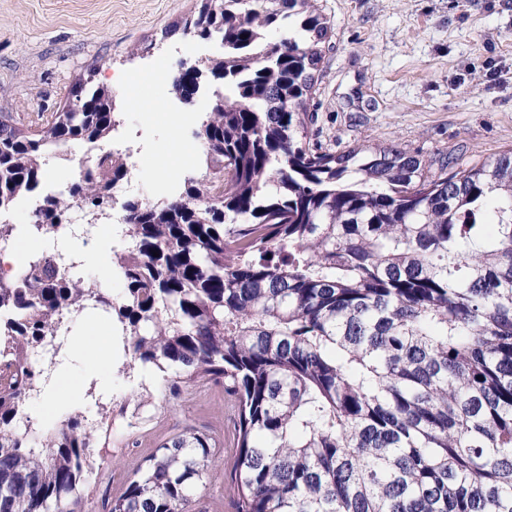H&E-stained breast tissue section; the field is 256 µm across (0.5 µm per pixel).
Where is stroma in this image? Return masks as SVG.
I'll return each mask as SVG.
<instances>
[{"mask_svg":"<svg viewBox=\"0 0 512 512\" xmlns=\"http://www.w3.org/2000/svg\"><path fill=\"white\" fill-rule=\"evenodd\" d=\"M197 0H0V113L28 120L57 111L76 80L94 72L121 104L126 129L145 152L137 196L147 200L201 169L190 116L208 112L216 82H201L186 101L172 78L205 56L191 36L164 38L192 15ZM332 28L315 75L308 126L311 142L340 151L399 143L425 158L455 151L486 158L512 148V0H318ZM125 243L103 234L99 259L80 266L91 280L110 279L113 296L125 282L110 274ZM87 328L73 325L69 356L54 380L74 383L57 400L47 425L73 406L94 416L84 393L92 378L76 344ZM151 404L140 405L142 392ZM102 401L110 405L107 463L90 479L84 512H109L112 499L165 439L193 428L212 435L221 459L200 489L195 512H232L224 474L233 460L226 440L233 423L222 385L183 386L166 394L157 372L134 366L112 374Z\"/></svg>","mask_w":512,"mask_h":512,"instance_id":"obj_1","label":"stroma"}]
</instances>
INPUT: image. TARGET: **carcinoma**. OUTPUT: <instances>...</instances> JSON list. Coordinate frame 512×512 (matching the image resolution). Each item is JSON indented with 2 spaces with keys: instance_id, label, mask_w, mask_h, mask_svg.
Masks as SVG:
<instances>
[{
  "instance_id": "1",
  "label": "carcinoma",
  "mask_w": 512,
  "mask_h": 512,
  "mask_svg": "<svg viewBox=\"0 0 512 512\" xmlns=\"http://www.w3.org/2000/svg\"><path fill=\"white\" fill-rule=\"evenodd\" d=\"M328 29L316 0H217L165 30L223 46L198 64L224 83L197 122L205 178L123 204L119 299L76 276L73 254L0 275V512H83L105 463L106 404L47 430L25 412L49 386L33 354L89 309L172 396L224 384L234 512H512V149L425 160L311 143ZM77 85L34 122L0 113V210L36 192L48 159L112 138V90ZM127 172L124 153L100 152L27 232L75 204L108 214ZM217 455L197 430L167 439L110 512H193Z\"/></svg>"
}]
</instances>
